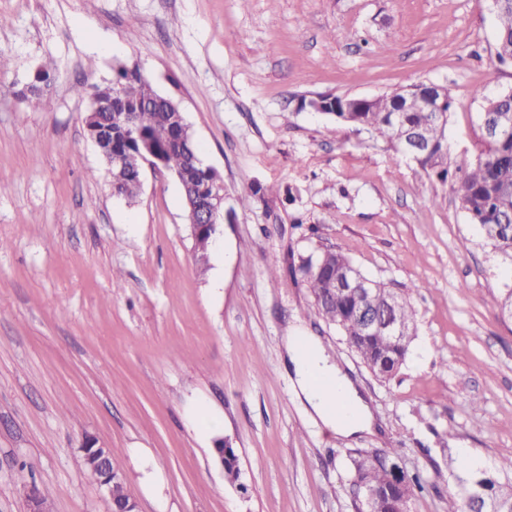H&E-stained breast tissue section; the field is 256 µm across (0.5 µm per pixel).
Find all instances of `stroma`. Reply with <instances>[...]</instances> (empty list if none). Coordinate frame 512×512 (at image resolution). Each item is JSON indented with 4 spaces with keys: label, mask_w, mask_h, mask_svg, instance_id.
<instances>
[{
    "label": "stroma",
    "mask_w": 512,
    "mask_h": 512,
    "mask_svg": "<svg viewBox=\"0 0 512 512\" xmlns=\"http://www.w3.org/2000/svg\"><path fill=\"white\" fill-rule=\"evenodd\" d=\"M496 32L490 0H0V512H27L32 484L51 512H110L83 466L88 436L112 448L139 512H355V448H392L426 479L411 512L464 495L463 448L512 484L499 469L512 458V319L496 304L512 265L453 191L476 160L484 97L512 88ZM120 63L179 103L224 180L206 271L171 172L145 171L128 202L87 135L74 87ZM39 69L54 76L47 111L15 96ZM419 82L453 98L444 182L304 105ZM325 248L408 293L417 335L392 379L285 272ZM296 328L354 382L376 434L339 439L310 414L286 365ZM201 409L216 437L198 429ZM133 448L150 449L164 505L144 494Z\"/></svg>",
    "instance_id": "35a3bbf8"
}]
</instances>
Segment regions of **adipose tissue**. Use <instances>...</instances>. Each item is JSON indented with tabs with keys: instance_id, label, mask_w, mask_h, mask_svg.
<instances>
[{
	"instance_id": "adipose-tissue-1",
	"label": "adipose tissue",
	"mask_w": 512,
	"mask_h": 512,
	"mask_svg": "<svg viewBox=\"0 0 512 512\" xmlns=\"http://www.w3.org/2000/svg\"><path fill=\"white\" fill-rule=\"evenodd\" d=\"M287 351L300 392L325 426L346 436L371 428L369 406L313 337L294 333L287 339Z\"/></svg>"
}]
</instances>
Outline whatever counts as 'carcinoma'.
I'll return each mask as SVG.
<instances>
[{
    "mask_svg": "<svg viewBox=\"0 0 512 512\" xmlns=\"http://www.w3.org/2000/svg\"><path fill=\"white\" fill-rule=\"evenodd\" d=\"M496 56L499 61L512 59V0L497 11ZM53 79L50 72L38 70L33 80L17 92L23 99H35L46 109L49 101L44 91ZM77 93L90 98H103L111 103L112 115L104 112L90 115L86 130L112 122V150L127 154L130 173L112 180L113 192L135 199L141 188L136 169L142 167L140 154L150 147L162 161L164 169L187 176L186 182L199 193L207 190L211 176L202 167L189 170L185 151L176 142L169 128L171 109L137 68L118 66L112 80L86 90L76 87ZM445 112L418 111L414 99H403L395 93H384L370 103L357 104L353 96L328 95L321 98L328 108L339 107L333 113L336 121L365 131L375 139L391 145L396 152L409 153L410 138H417L416 162L430 175L444 178L448 175L446 159L448 143L445 128L452 96L445 92ZM403 106L405 112L394 120L391 111ZM455 195L459 207L471 222L480 226L485 240L503 259L512 263V135L494 139L482 135L480 151L472 169L456 182ZM321 265L311 266L310 258L290 262L292 275H300L313 296L314 310L327 323L334 325L346 345L376 377L389 380L405 363L409 346L416 336L415 311L409 298L373 282L370 293L352 291L342 295L328 287V279L336 272L353 266L342 252L329 250L319 254ZM368 308L373 315H392L405 325V334L399 339L386 335L368 336L353 312ZM393 452L379 449L373 453L365 449L350 452L351 487L357 512H396L397 504L408 505L417 490L423 489V480L415 475L397 482L390 478L389 464ZM224 472L230 482L239 479L238 457L232 448L224 449ZM488 482L491 506L484 500L467 494L461 498L448 497V512H512V488L505 489L484 472L479 476Z\"/></svg>",
    "mask_w": 512,
    "mask_h": 512,
    "instance_id": "carcinoma-1",
    "label": "carcinoma"
}]
</instances>
